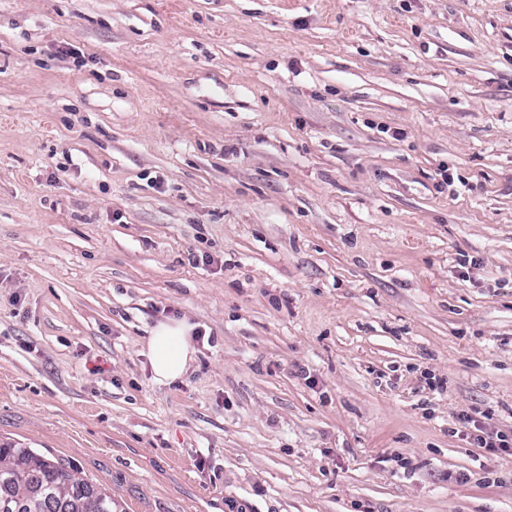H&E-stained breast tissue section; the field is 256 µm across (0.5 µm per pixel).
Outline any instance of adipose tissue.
Returning a JSON list of instances; mask_svg holds the SVG:
<instances>
[{
	"label": "adipose tissue",
	"mask_w": 512,
	"mask_h": 512,
	"mask_svg": "<svg viewBox=\"0 0 512 512\" xmlns=\"http://www.w3.org/2000/svg\"><path fill=\"white\" fill-rule=\"evenodd\" d=\"M189 332L183 321H162L155 326L146 345L155 381L171 383L187 372L194 359Z\"/></svg>",
	"instance_id": "1"
}]
</instances>
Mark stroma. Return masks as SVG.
<instances>
[{"mask_svg":"<svg viewBox=\"0 0 512 512\" xmlns=\"http://www.w3.org/2000/svg\"><path fill=\"white\" fill-rule=\"evenodd\" d=\"M474 409L512 435V0H0V439L114 512H512ZM190 330L184 321H162L155 326L146 345L155 381L171 383L187 372L194 361ZM480 411L464 412L459 415L461 433L468 442L477 448L504 455H512V437L492 429L484 420Z\"/></svg>","mask_w":512,"mask_h":512,"instance_id":"obj_1","label":"stroma"}]
</instances>
